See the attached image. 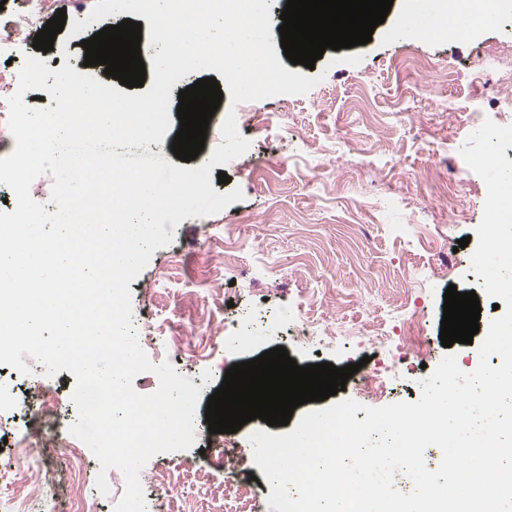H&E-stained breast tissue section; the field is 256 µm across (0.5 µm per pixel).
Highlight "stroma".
<instances>
[{"label": "stroma", "instance_id": "35a3bbf8", "mask_svg": "<svg viewBox=\"0 0 512 512\" xmlns=\"http://www.w3.org/2000/svg\"><path fill=\"white\" fill-rule=\"evenodd\" d=\"M436 0H393L371 42L355 46L359 64L344 63L347 49L325 50L315 63L324 79L304 95H280L252 102L256 125L241 127L248 152L224 165L230 184L217 193L241 188L244 199L221 212L183 220L174 241L157 249L130 283L135 318L145 319L164 336L183 335L179 353L148 350L153 363L170 362L201 393L196 408L194 448L151 458L140 473L152 494L150 472L171 467L164 492L165 512H183L195 500L198 512H225L224 442L237 452L241 476H255L254 488L268 498L271 486L253 462L249 436L255 430L283 434L280 426L255 419L230 435L212 434L205 418L208 398L233 364L285 347L298 365L360 363V378L380 376L382 396L354 388L338 391L336 401L368 407L417 401L419 380L429 377L446 353L476 368L477 345L439 339L444 293L448 286L469 292L477 287L470 270L472 247L458 248L483 214L486 185L465 164L459 150L484 119L512 122V86L488 85L481 78L488 54L512 56V19L500 16L462 39H423L399 29V21L436 7ZM123 14L92 23L81 34L58 33L45 53L46 65L78 66L82 40ZM239 230L243 260L224 276L225 307L202 321L201 310L183 303L189 288L204 289L207 270L224 258V231ZM413 293L424 314L422 338L428 348L420 377L408 374L398 336L400 298ZM278 315L273 332L243 338L225 349L224 338L243 313ZM309 319L323 336L298 342L299 325ZM383 323L391 339L373 349L366 324ZM31 375L0 365V504H21V512H53L66 501V486L48 488L43 501L22 502L28 469L20 443L32 421L38 394L52 396L59 432L76 419L71 391L74 375L55 377L29 360ZM208 460L212 478L200 488L196 468Z\"/></svg>", "mask_w": 512, "mask_h": 512}]
</instances>
